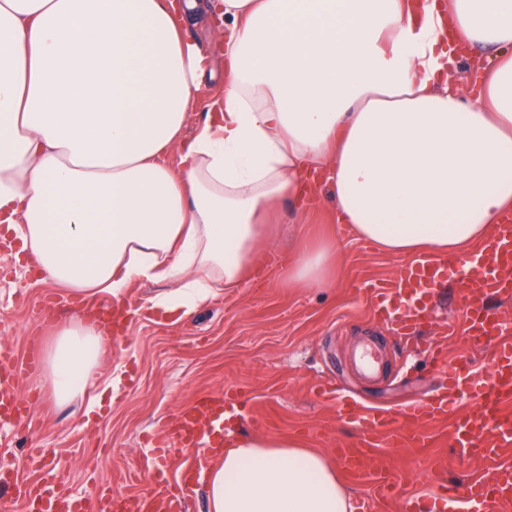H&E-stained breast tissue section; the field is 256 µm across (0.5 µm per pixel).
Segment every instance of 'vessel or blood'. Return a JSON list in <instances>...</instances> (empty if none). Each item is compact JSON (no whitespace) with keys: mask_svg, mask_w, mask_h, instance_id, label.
Masks as SVG:
<instances>
[{"mask_svg":"<svg viewBox=\"0 0 512 512\" xmlns=\"http://www.w3.org/2000/svg\"><path fill=\"white\" fill-rule=\"evenodd\" d=\"M465 291V308L456 329L473 344L493 345L488 370L473 368L470 358L449 357L443 342L428 348L430 363L446 376L436 394L413 401L399 411L361 404L337 397L339 417L355 425L359 440L338 451L345 471L351 475L371 476L377 499H398L403 508L414 501L392 474V447L413 449L418 460L440 469L443 461L427 450L434 430L450 424L449 442L462 458L490 465L488 479H470L461 484H442L436 497L439 512H499L512 503V313L493 309V298H512V215L494 225L476 252L442 260L427 256L400 265L391 276L370 284L365 295L372 317L392 325L394 333L405 341L413 340L420 323L430 317L436 305V289L447 281ZM82 316L96 325L121 326L124 310L115 306L105 310L86 303ZM36 351L19 357L0 347V425L13 427L32 421L30 402L19 389L23 377L36 372ZM249 403L242 393L202 397L183 408L176 416L170 434L158 438L155 473H162L167 462L201 448L205 454L196 463L181 470L175 490L155 493L149 501L128 498L124 512H187L199 475L217 463L224 449V422L239 415ZM37 512H113L111 489H102L92 499L76 498L62 488L43 489L28 485Z\"/></svg>","mask_w":512,"mask_h":512,"instance_id":"vessel-or-blood-1","label":"vessel or blood"}]
</instances>
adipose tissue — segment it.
Segmentation results:
<instances>
[{
	"mask_svg": "<svg viewBox=\"0 0 512 512\" xmlns=\"http://www.w3.org/2000/svg\"><path fill=\"white\" fill-rule=\"evenodd\" d=\"M223 49L214 73L198 42ZM483 53L480 89L453 75ZM222 78L220 124L187 127ZM329 188L340 223L388 255L480 244L512 211V0H0V222L46 278L120 298L173 283L198 306L238 287L278 201ZM326 240L290 284L324 287ZM109 340L74 320L45 356L57 404ZM208 512H352L326 458L241 439Z\"/></svg>",
	"mask_w": 512,
	"mask_h": 512,
	"instance_id": "adipose-tissue-1",
	"label": "adipose tissue"
}]
</instances>
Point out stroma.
Here are the masks:
<instances>
[{
	"label": "stroma",
	"mask_w": 512,
	"mask_h": 512,
	"mask_svg": "<svg viewBox=\"0 0 512 512\" xmlns=\"http://www.w3.org/2000/svg\"><path fill=\"white\" fill-rule=\"evenodd\" d=\"M336 239V270L326 288H291L283 280L297 239ZM0 248V345L44 351L58 325L78 317L84 295L42 279L19 256L21 241L9 233ZM397 257L355 238L338 223L325 190L308 204L277 206L274 240L259 249L252 275L239 288H215L200 307H159L163 283L132 282L124 293L132 312L126 330L99 361L84 394L60 406L42 372L20 383L31 398L30 432L0 433V449L19 483L52 477L75 496L111 487L124 497L148 498L149 439L171 427L173 415L209 393L236 389L269 417L259 427L229 420L239 437L295 436L307 447L335 456L359 432L312 391L326 382L357 398L396 408L431 391L438 371L421 356L407 355L389 329L372 323L363 289L388 277ZM56 296L49 317L38 310ZM375 344L378 376L359 373L352 355ZM45 453L43 467L30 462L33 448ZM389 454L407 490L417 497L414 512H432L437 491L427 467L410 449Z\"/></svg>",
	"instance_id": "obj_1"
}]
</instances>
